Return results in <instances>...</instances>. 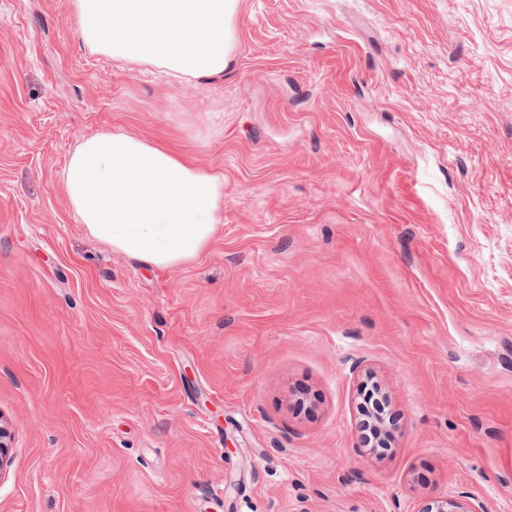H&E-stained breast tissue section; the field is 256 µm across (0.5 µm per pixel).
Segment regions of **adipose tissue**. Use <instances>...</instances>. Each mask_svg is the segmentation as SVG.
<instances>
[{
    "label": "adipose tissue",
    "instance_id": "1",
    "mask_svg": "<svg viewBox=\"0 0 512 512\" xmlns=\"http://www.w3.org/2000/svg\"><path fill=\"white\" fill-rule=\"evenodd\" d=\"M92 49L179 80L223 74L235 44L237 0H73ZM72 209L92 238L156 268L200 255L218 224L224 178L191 157L125 131L84 139L63 174Z\"/></svg>",
    "mask_w": 512,
    "mask_h": 512
}]
</instances>
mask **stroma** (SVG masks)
Returning a JSON list of instances; mask_svg holds the SVG:
<instances>
[{"instance_id": "1", "label": "stroma", "mask_w": 512, "mask_h": 512, "mask_svg": "<svg viewBox=\"0 0 512 512\" xmlns=\"http://www.w3.org/2000/svg\"><path fill=\"white\" fill-rule=\"evenodd\" d=\"M117 130L223 176L197 259L80 224ZM0 420V512H512V0H238L189 83L0 0ZM418 512H477L462 498L435 496L428 498Z\"/></svg>"}]
</instances>
